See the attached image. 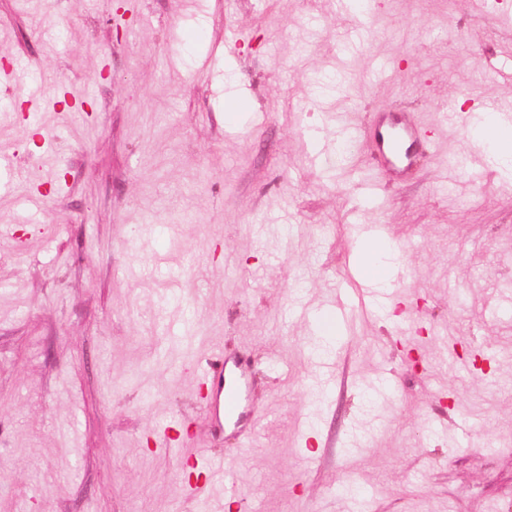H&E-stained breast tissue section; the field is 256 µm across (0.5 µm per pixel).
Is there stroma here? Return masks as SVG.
I'll use <instances>...</instances> for the list:
<instances>
[{"label":"stroma","instance_id":"obj_1","mask_svg":"<svg viewBox=\"0 0 512 512\" xmlns=\"http://www.w3.org/2000/svg\"><path fill=\"white\" fill-rule=\"evenodd\" d=\"M512 0H0V512H197L179 452L221 474L209 512H512V179L472 113L512 111ZM361 33L362 47L341 46ZM394 61L375 78L372 60ZM83 104L24 93L50 78ZM429 143L378 168L372 119ZM54 130L44 147L38 127ZM43 206L27 192L49 171ZM385 225L404 277L361 291L354 232ZM346 290L334 381L308 349ZM248 359L254 447L215 444L196 373ZM276 362L283 374L271 373ZM238 503L225 498L228 483Z\"/></svg>","mask_w":512,"mask_h":512}]
</instances>
